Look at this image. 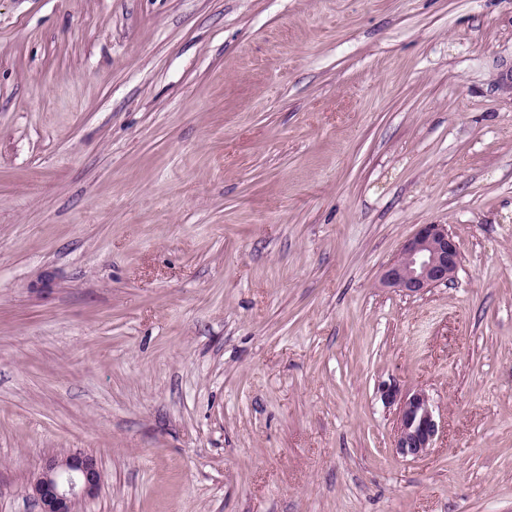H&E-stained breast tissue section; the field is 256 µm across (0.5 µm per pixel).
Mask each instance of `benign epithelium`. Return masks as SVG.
<instances>
[{
	"label": "benign epithelium",
	"instance_id": "benign-epithelium-1",
	"mask_svg": "<svg viewBox=\"0 0 512 512\" xmlns=\"http://www.w3.org/2000/svg\"><path fill=\"white\" fill-rule=\"evenodd\" d=\"M459 242L445 224H421L397 257L385 268L381 282L408 296L453 281L461 264ZM380 398L396 407L392 451L402 458H422L434 447L442 424L430 396L422 391L401 392L392 385L379 389ZM101 487L95 458L81 450L42 460L29 486L39 512H75L76 504L94 497Z\"/></svg>",
	"mask_w": 512,
	"mask_h": 512
}]
</instances>
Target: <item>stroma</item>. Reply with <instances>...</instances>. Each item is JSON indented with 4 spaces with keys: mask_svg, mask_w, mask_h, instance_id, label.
Listing matches in <instances>:
<instances>
[{
    "mask_svg": "<svg viewBox=\"0 0 512 512\" xmlns=\"http://www.w3.org/2000/svg\"><path fill=\"white\" fill-rule=\"evenodd\" d=\"M76 449V512H512V0H0V512ZM461 259L460 244L447 225L421 224L385 268L381 282L405 295H418L452 282ZM378 391L388 407L396 405L393 453L413 460L426 456L442 430L430 396L422 390L402 393L391 384L379 387Z\"/></svg>",
    "mask_w": 512,
    "mask_h": 512,
    "instance_id": "1",
    "label": "stroma"
}]
</instances>
